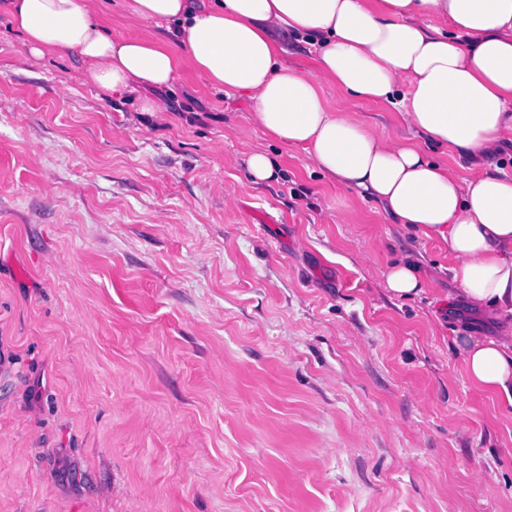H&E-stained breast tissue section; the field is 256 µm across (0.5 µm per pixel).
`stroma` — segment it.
Wrapping results in <instances>:
<instances>
[{"instance_id":"obj_1","label":"stroma","mask_w":512,"mask_h":512,"mask_svg":"<svg viewBox=\"0 0 512 512\" xmlns=\"http://www.w3.org/2000/svg\"><path fill=\"white\" fill-rule=\"evenodd\" d=\"M113 37L125 0H93ZM104 98L0 13V512H512V414L466 378L447 276L185 72ZM385 137L390 106L354 103ZM278 162L253 183L245 157ZM388 293L396 298H412L423 293L433 281V274L421 258L405 254L398 261L388 264L383 271Z\"/></svg>"}]
</instances>
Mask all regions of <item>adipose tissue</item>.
<instances>
[{"instance_id":"obj_1","label":"adipose tissue","mask_w":512,"mask_h":512,"mask_svg":"<svg viewBox=\"0 0 512 512\" xmlns=\"http://www.w3.org/2000/svg\"><path fill=\"white\" fill-rule=\"evenodd\" d=\"M1 5L32 55H75L101 96L169 87L186 69L247 95L271 139L378 202L399 232L442 244L469 316L452 338L464 372L512 409V175L495 163L512 143V0H127L134 22H174L165 39L113 38L91 0ZM290 35L313 46L311 69L288 65ZM328 84L396 106L410 137H384L335 109ZM427 141L446 159L430 157ZM463 160L472 177L456 172ZM383 277L407 299L433 274L406 254Z\"/></svg>"}]
</instances>
